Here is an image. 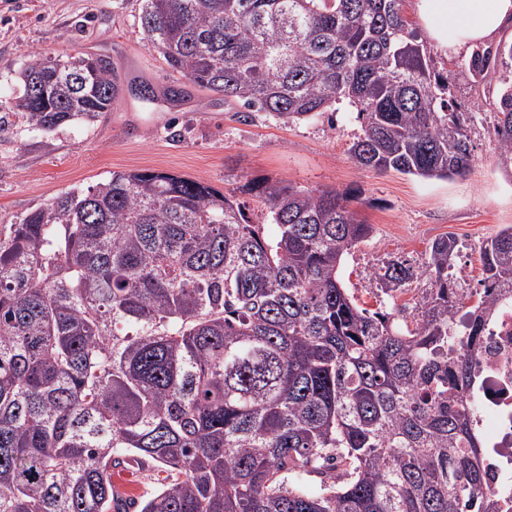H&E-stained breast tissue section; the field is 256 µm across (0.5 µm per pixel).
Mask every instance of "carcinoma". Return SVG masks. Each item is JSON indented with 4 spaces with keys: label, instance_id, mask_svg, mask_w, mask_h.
<instances>
[{
    "label": "carcinoma",
    "instance_id": "cac0c4a2",
    "mask_svg": "<svg viewBox=\"0 0 512 512\" xmlns=\"http://www.w3.org/2000/svg\"><path fill=\"white\" fill-rule=\"evenodd\" d=\"M167 66L250 111L301 120L346 103L361 168L466 175L467 123L403 0H142ZM493 141L512 170V41ZM0 103L29 126L92 123L122 85L91 56H30ZM267 223L208 182L114 171L0 225V512H497L477 352L512 296V226L483 242L475 305L453 236L377 274L410 311L360 306L340 277L373 232L334 189L251 181ZM165 473L135 499L112 470Z\"/></svg>",
    "mask_w": 512,
    "mask_h": 512
}]
</instances>
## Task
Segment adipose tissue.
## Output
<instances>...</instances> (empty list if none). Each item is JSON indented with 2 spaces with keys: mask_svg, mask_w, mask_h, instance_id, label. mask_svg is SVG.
<instances>
[{
  "mask_svg": "<svg viewBox=\"0 0 512 512\" xmlns=\"http://www.w3.org/2000/svg\"><path fill=\"white\" fill-rule=\"evenodd\" d=\"M429 42L446 56L487 43L512 22V0H412Z\"/></svg>",
  "mask_w": 512,
  "mask_h": 512,
  "instance_id": "adipose-tissue-1",
  "label": "adipose tissue"
}]
</instances>
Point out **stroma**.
I'll return each mask as SVG.
<instances>
[{
    "mask_svg": "<svg viewBox=\"0 0 512 512\" xmlns=\"http://www.w3.org/2000/svg\"><path fill=\"white\" fill-rule=\"evenodd\" d=\"M140 11L141 0H0V95L16 90L19 71L35 53L108 55L122 81L163 90L177 75L145 39ZM427 53L435 70L449 76L462 111L474 115L475 160L465 178L424 180L357 167L348 149L361 126L345 107L286 122L246 113L195 87L174 103L151 104L126 93L91 126L71 123L44 132L11 118L0 133V225L115 171H164L224 192L264 179L353 195V208L374 228L341 269L361 306L378 308L383 295L374 274L384 262L422 265L432 241L448 234L460 245L455 267L467 270L468 287H477L481 244L512 226V175L497 164L489 92L473 85L468 53L447 58L432 47Z\"/></svg>",
    "mask_w": 512,
    "mask_h": 512,
    "instance_id": "1",
    "label": "stroma"
}]
</instances>
